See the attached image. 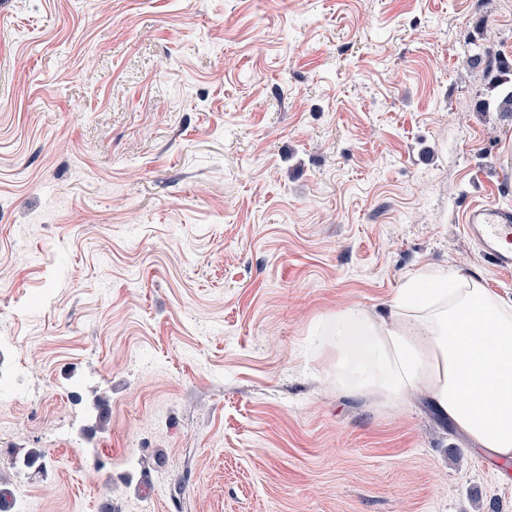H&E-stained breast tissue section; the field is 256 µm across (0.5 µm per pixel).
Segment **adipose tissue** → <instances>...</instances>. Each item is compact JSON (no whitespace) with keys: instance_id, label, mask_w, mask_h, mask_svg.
Listing matches in <instances>:
<instances>
[{"instance_id":"1","label":"adipose tissue","mask_w":512,"mask_h":512,"mask_svg":"<svg viewBox=\"0 0 512 512\" xmlns=\"http://www.w3.org/2000/svg\"><path fill=\"white\" fill-rule=\"evenodd\" d=\"M426 272L401 289L387 319L349 308L340 336H367L365 388L389 401L421 391L474 442L512 461V299L455 274Z\"/></svg>"}]
</instances>
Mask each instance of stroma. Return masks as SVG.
Listing matches in <instances>:
<instances>
[{"label": "stroma", "instance_id": "1", "mask_svg": "<svg viewBox=\"0 0 512 512\" xmlns=\"http://www.w3.org/2000/svg\"><path fill=\"white\" fill-rule=\"evenodd\" d=\"M488 51L512 0H0L17 512H512V463L338 385L333 333L430 269L512 298L463 230L512 206Z\"/></svg>", "mask_w": 512, "mask_h": 512}]
</instances>
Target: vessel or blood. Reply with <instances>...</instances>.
<instances>
[{
    "label": "vessel or blood",
    "mask_w": 512,
    "mask_h": 512,
    "mask_svg": "<svg viewBox=\"0 0 512 512\" xmlns=\"http://www.w3.org/2000/svg\"><path fill=\"white\" fill-rule=\"evenodd\" d=\"M463 229L496 268L512 270V207L474 205L464 213Z\"/></svg>",
    "instance_id": "1"
}]
</instances>
